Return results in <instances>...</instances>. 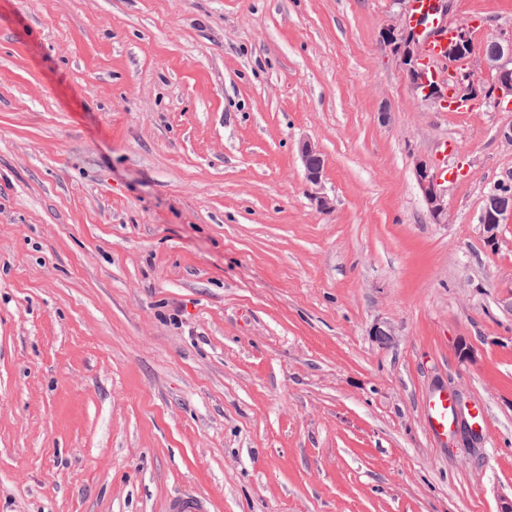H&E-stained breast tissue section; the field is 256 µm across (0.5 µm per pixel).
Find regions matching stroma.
Wrapping results in <instances>:
<instances>
[{"instance_id": "35a3bbf8", "label": "stroma", "mask_w": 512, "mask_h": 512, "mask_svg": "<svg viewBox=\"0 0 512 512\" xmlns=\"http://www.w3.org/2000/svg\"><path fill=\"white\" fill-rule=\"evenodd\" d=\"M403 10L0 0V512L512 500V216L492 246L478 222L512 105L414 96L385 37ZM448 19L490 86L512 0ZM440 387L480 439L429 432ZM298 153L304 166L305 181L311 188V195L320 210L329 208L330 200L323 192L324 159L320 149L310 140H303ZM415 176L430 217L436 224L448 221V202L444 194L437 188V175L431 165L424 160L415 164Z\"/></svg>"}]
</instances>
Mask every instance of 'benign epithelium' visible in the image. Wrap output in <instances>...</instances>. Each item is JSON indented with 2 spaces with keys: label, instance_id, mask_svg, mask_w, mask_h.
<instances>
[{
  "label": "benign epithelium",
  "instance_id": "benign-epithelium-1",
  "mask_svg": "<svg viewBox=\"0 0 512 512\" xmlns=\"http://www.w3.org/2000/svg\"><path fill=\"white\" fill-rule=\"evenodd\" d=\"M453 37L448 41V62L453 63L468 57L471 51L467 22H459L452 26ZM429 37L428 24L425 21L411 23L405 21L398 33H389L388 42L393 51L401 57L406 68L409 84L415 95L424 101L456 103L465 102L469 98L472 85H464L462 76L458 72L449 73L451 84H439L430 81L425 75L424 64L419 52L420 44ZM483 64L495 73V84L492 93L495 97L512 96V41L501 39L497 41V48L483 54ZM298 153L304 166L305 181L311 188V195L321 210L329 208L330 200L323 192L324 159L320 149L311 141L303 140L298 146ZM415 176L430 217L436 224L448 223V202L444 194L437 188V175L432 171L431 165L424 160L415 164ZM492 203L483 207L479 223L482 224L486 234L487 243L495 244L497 229L506 217L512 215V181L501 180L494 184L488 192ZM479 429L477 424L469 423L463 418L456 422L454 436L461 442H469L477 437Z\"/></svg>",
  "mask_w": 512,
  "mask_h": 512
}]
</instances>
